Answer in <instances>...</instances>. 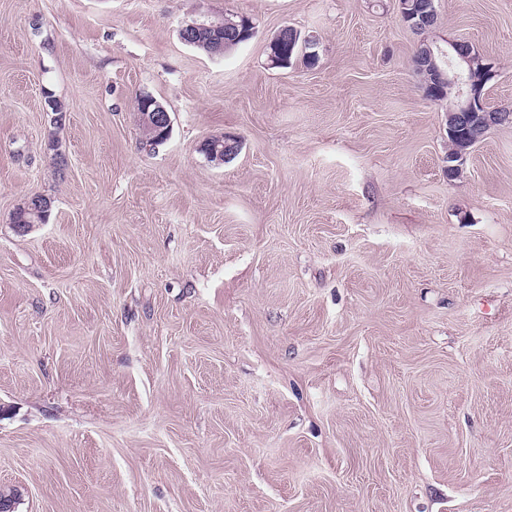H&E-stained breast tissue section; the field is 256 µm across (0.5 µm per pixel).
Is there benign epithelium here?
<instances>
[{
	"label": "benign epithelium",
	"mask_w": 512,
	"mask_h": 512,
	"mask_svg": "<svg viewBox=\"0 0 512 512\" xmlns=\"http://www.w3.org/2000/svg\"><path fill=\"white\" fill-rule=\"evenodd\" d=\"M399 16L409 28H427L433 21V2L431 0H398ZM224 28V23L193 21L181 30V37L189 45L196 46L202 42V36L212 29ZM298 46L305 55L316 58L314 48L316 40L311 36H299L295 31L288 37V46ZM448 58V71L437 65V59ZM415 69L426 72L434 83L426 86L427 95L438 98L440 85L448 83L457 86V102L448 110V139L454 141V149L448 154V181H453L460 172L470 146L479 142L486 131L493 125L512 120V112L486 110L483 89L496 75L494 66L480 56H474L469 44L464 41L448 43V49L433 48L426 45L420 48L414 57ZM141 132L149 139L163 142L171 133L172 121L169 113L159 103L139 113ZM230 143L222 136H216L205 145L203 152L210 162L221 164L231 155L227 151ZM51 201L42 196L32 195L19 205L15 214L27 215L32 222H37L38 215L48 212Z\"/></svg>",
	"instance_id": "benign-epithelium-1"
}]
</instances>
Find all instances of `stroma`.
<instances>
[{
    "label": "stroma",
    "mask_w": 512,
    "mask_h": 512,
    "mask_svg": "<svg viewBox=\"0 0 512 512\" xmlns=\"http://www.w3.org/2000/svg\"><path fill=\"white\" fill-rule=\"evenodd\" d=\"M435 5L512 108V0ZM229 14L254 34L224 56L181 40ZM285 26L315 65L270 66ZM421 38L398 0H0L15 512H512V122L449 180ZM288 26L280 29L275 36L271 39L269 45L280 42L283 39V36L286 32ZM290 37L288 36V40H284L277 45V51L282 54L288 60V49H292V46H298L300 50L305 51V55L308 59L316 58V53L313 50L316 46V40L312 36H303L299 37L297 30L290 32ZM149 106L145 112H139V122L142 134L149 140L164 142L171 133L172 121L169 113L159 103ZM44 198V196L32 195L25 199L24 202L16 208L12 216L11 224L17 233L24 234L25 232H28V228L31 224H41L37 221V217L42 214V212H44L47 217L48 209L51 208V201H45ZM18 214L31 216V223L15 224L17 222L16 218Z\"/></svg>",
    "instance_id": "obj_1"
}]
</instances>
